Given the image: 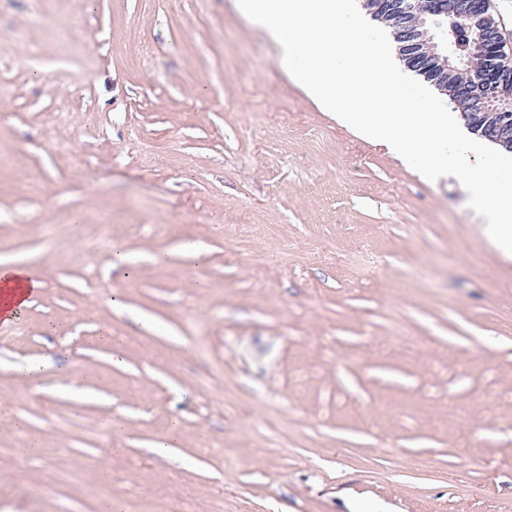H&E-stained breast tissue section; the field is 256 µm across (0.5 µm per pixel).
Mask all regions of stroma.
<instances>
[{
    "label": "stroma",
    "instance_id": "1",
    "mask_svg": "<svg viewBox=\"0 0 512 512\" xmlns=\"http://www.w3.org/2000/svg\"><path fill=\"white\" fill-rule=\"evenodd\" d=\"M232 2L0 0V512H512V262ZM42 287V281L27 266L1 262L0 307L3 316L10 318L19 312Z\"/></svg>",
    "mask_w": 512,
    "mask_h": 512
}]
</instances>
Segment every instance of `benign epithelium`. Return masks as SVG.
<instances>
[{"label": "benign epithelium", "mask_w": 512, "mask_h": 512, "mask_svg": "<svg viewBox=\"0 0 512 512\" xmlns=\"http://www.w3.org/2000/svg\"><path fill=\"white\" fill-rule=\"evenodd\" d=\"M377 10L399 26V50L415 68L435 65L454 78L449 94L468 126L482 129L494 142L512 141V47L500 32L492 49L478 37L471 59L460 66L445 42L448 18L485 16L487 0H386Z\"/></svg>", "instance_id": "7a95c632"}]
</instances>
